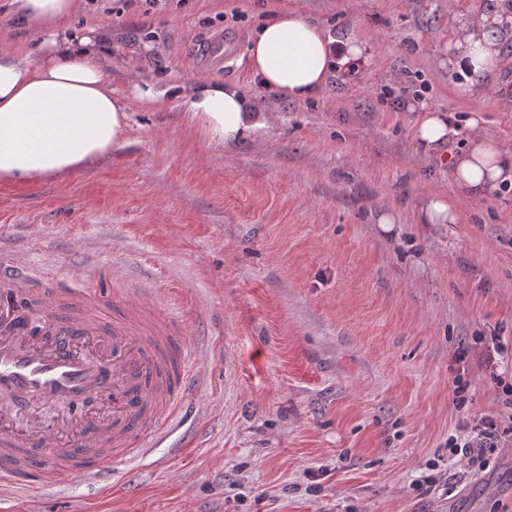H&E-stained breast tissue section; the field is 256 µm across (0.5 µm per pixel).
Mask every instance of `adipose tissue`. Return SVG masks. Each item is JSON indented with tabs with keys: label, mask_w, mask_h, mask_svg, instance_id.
I'll use <instances>...</instances> for the list:
<instances>
[{
	"label": "adipose tissue",
	"mask_w": 512,
	"mask_h": 512,
	"mask_svg": "<svg viewBox=\"0 0 512 512\" xmlns=\"http://www.w3.org/2000/svg\"><path fill=\"white\" fill-rule=\"evenodd\" d=\"M14 14L38 26L42 35L36 56L0 50V179L41 178L85 166L111 152L126 132L131 104L151 106L171 97L190 121L199 124L209 143L232 146L271 128L272 113L258 108L238 85L215 78H197L174 88L131 82L118 96L106 70L109 42L98 29L71 35L78 0H11ZM449 48L452 70L470 73L465 93L477 97L483 81L499 69L498 14H459ZM364 53L354 34L342 42L295 9L263 22L251 38L249 64L262 87L293 100L319 95L340 60ZM415 115L413 138L423 154L448 167L453 184L480 200L512 185V153L482 133L469 119L461 134L451 115L424 103L409 106ZM464 137L453 157L443 148Z\"/></svg>",
	"instance_id": "1"
}]
</instances>
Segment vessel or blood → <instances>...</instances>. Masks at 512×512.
Returning <instances> with one entry per match:
<instances>
[{
    "instance_id": "1",
    "label": "vessel or blood",
    "mask_w": 512,
    "mask_h": 512,
    "mask_svg": "<svg viewBox=\"0 0 512 512\" xmlns=\"http://www.w3.org/2000/svg\"><path fill=\"white\" fill-rule=\"evenodd\" d=\"M30 269L0 257V491L46 493L59 470L108 483L117 456L141 457L181 420L191 380L179 324L136 335L130 321L96 309L71 318L65 288H33ZM32 403L78 404L54 426L18 412Z\"/></svg>"
}]
</instances>
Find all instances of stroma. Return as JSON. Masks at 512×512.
<instances>
[{
	"mask_svg": "<svg viewBox=\"0 0 512 512\" xmlns=\"http://www.w3.org/2000/svg\"><path fill=\"white\" fill-rule=\"evenodd\" d=\"M9 2L0 47L34 54L40 34ZM499 2L81 0L73 30L111 32L115 94L207 73L276 122L224 148L176 101L135 105L123 142L88 166L0 180V252L62 288L94 271L107 320L114 290L157 289L195 370L187 423L147 457L117 459L105 486L54 473L38 499L0 495V512H512V437L479 473L448 454L449 436L500 410L484 359L495 337L512 353V190L464 196L417 150L405 108L478 118L512 152V31L480 97L437 65L458 14ZM280 7L358 34L365 57L312 100L259 86L250 38ZM219 35L232 52L210 71L197 46ZM433 193L457 223H419ZM430 463L437 484L418 491Z\"/></svg>",
	"mask_w": 512,
	"mask_h": 512,
	"instance_id": "35a3bbf8",
	"label": "stroma"
}]
</instances>
